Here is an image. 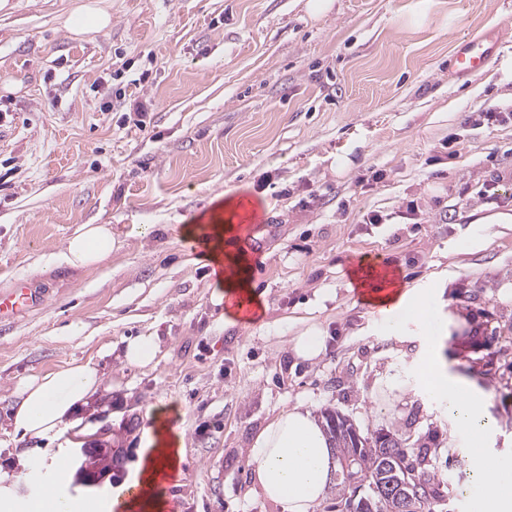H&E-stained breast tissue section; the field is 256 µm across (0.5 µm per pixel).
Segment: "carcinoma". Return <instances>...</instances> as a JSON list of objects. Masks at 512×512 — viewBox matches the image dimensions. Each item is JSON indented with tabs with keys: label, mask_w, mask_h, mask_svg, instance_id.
<instances>
[{
	"label": "carcinoma",
	"mask_w": 512,
	"mask_h": 512,
	"mask_svg": "<svg viewBox=\"0 0 512 512\" xmlns=\"http://www.w3.org/2000/svg\"><path fill=\"white\" fill-rule=\"evenodd\" d=\"M322 427L336 458L334 490L339 512H432L441 480L408 460L407 443L386 431L370 437L346 416L327 410Z\"/></svg>",
	"instance_id": "cac0c4a2"
}]
</instances>
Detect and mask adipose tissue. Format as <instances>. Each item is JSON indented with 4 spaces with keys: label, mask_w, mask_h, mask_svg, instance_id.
Here are the masks:
<instances>
[{
    "label": "adipose tissue",
    "mask_w": 512,
    "mask_h": 512,
    "mask_svg": "<svg viewBox=\"0 0 512 512\" xmlns=\"http://www.w3.org/2000/svg\"><path fill=\"white\" fill-rule=\"evenodd\" d=\"M110 20L104 0H84L63 24L72 34L84 36L103 30ZM117 244L111 225L84 224L69 237L59 260L73 268L97 267L111 257ZM377 300L393 336L402 337L405 327L413 323L434 346V353L420 367L423 390L471 439L468 454L485 487V512H512V469H505L486 449V437L494 427L487 413L491 394L452 373L439 355L437 348L448 334L450 321L439 314L431 290L406 286L378 295ZM100 384V365L92 357L72 361L57 372L22 379L14 391L13 434L46 439L78 428V413ZM143 418L140 483L144 491L135 496L126 484L110 488V512H163L165 508L154 489L160 474L174 472L181 441L172 434L159 407L149 406ZM250 456L254 484L266 498L286 504L288 512H316L328 492L333 457L309 408L298 403L282 410L257 434Z\"/></svg>",
    "instance_id": "ef3b65f1"
}]
</instances>
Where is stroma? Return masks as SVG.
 Listing matches in <instances>:
<instances>
[{
	"instance_id": "35a3bbf8",
	"label": "stroma",
	"mask_w": 512,
	"mask_h": 512,
	"mask_svg": "<svg viewBox=\"0 0 512 512\" xmlns=\"http://www.w3.org/2000/svg\"><path fill=\"white\" fill-rule=\"evenodd\" d=\"M81 2L0 8V292L23 279L37 296L0 324V467L32 448L40 470L14 494L40 495L60 456L98 440L118 462L62 493L129 481L164 401L184 432L160 489L177 512H287L255 490L250 448L301 403L399 431L442 480L434 512H480L468 439L421 386L429 344L396 340L350 282L361 267L437 289L459 323L442 354L491 390L487 446L512 466V120L478 119L512 113V0H333L317 17L308 0H107L111 26L78 37L63 20ZM493 33L490 64L457 75L460 43ZM127 94L152 101L144 128ZM228 198L256 213L233 248L262 305L249 321L187 233ZM373 211L385 223H364ZM84 224L111 225L119 248L60 264ZM311 327L325 352L303 362L291 340ZM139 335L160 340L153 367L122 360ZM94 356L86 432L7 438L22 378Z\"/></svg>"
}]
</instances>
